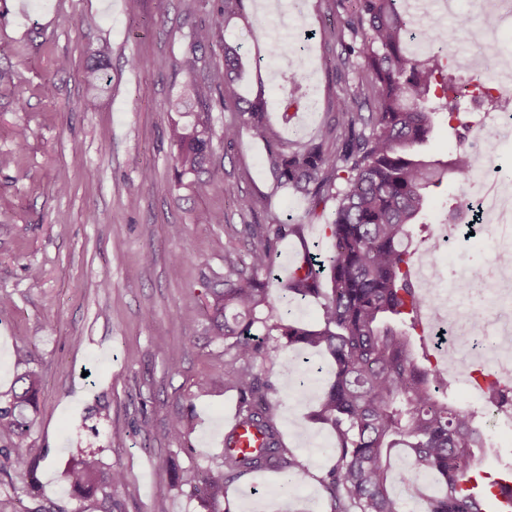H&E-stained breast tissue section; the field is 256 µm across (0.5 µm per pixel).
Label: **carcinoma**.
Wrapping results in <instances>:
<instances>
[{"label": "carcinoma", "mask_w": 512, "mask_h": 512, "mask_svg": "<svg viewBox=\"0 0 512 512\" xmlns=\"http://www.w3.org/2000/svg\"><path fill=\"white\" fill-rule=\"evenodd\" d=\"M242 0H224L208 23L193 32L191 48L210 43L214 28L241 19ZM403 0H335V32L343 63L357 82L336 99V123L322 136L293 146L272 144L267 160L277 180L310 204V214L328 201L326 218L332 251L319 261L304 256L305 270L288 276L283 291L294 297L320 298V321L308 326L285 321L260 309L270 306L267 281L275 269L276 244L285 231L270 222L251 224L256 240L248 261L232 269L224 287L209 289L210 342L234 351L224 366V386L239 397L237 419L263 435L262 447L249 453L224 449V470L195 486L204 512H230L225 484L248 473L278 471L280 490L307 474L282 441L277 427L274 386L255 372L257 360L270 361L277 348L322 350L332 359L333 379L321 391L310 419L329 427L336 438L335 463L322 477L330 512H408L393 485L429 472L444 482L441 494L427 499L424 512H481L484 502L464 482L480 477L478 463L488 437L476 414L455 406L448 382L437 369L420 365L416 336L423 328L426 299L412 278L417 237L433 200L434 189L453 178L460 187L472 179L476 162L463 146L479 136L460 116V100L470 93L495 101L493 87L478 73L455 75L444 55L469 19L448 27L439 16L422 19L402 7ZM223 62L203 67L171 108L188 117L175 124L171 139L180 175L194 176L195 192L204 195L212 178H203L212 141L210 103L214 93L235 94L233 83L243 66L241 45L224 41ZM83 80L90 90L84 106L93 109L111 79L101 54L87 65ZM368 114H363V110ZM264 94L238 98V115L252 135L269 141ZM453 130L458 147L446 161L428 154L439 120ZM485 398L496 409L512 405V393L496 388L481 371ZM41 379L27 371L0 405V433L17 442L6 463L27 468L30 448L26 410L37 404ZM406 454L398 470L394 458ZM66 478L78 499L123 488L126 472L102 471L93 453L72 456Z\"/></svg>", "instance_id": "cac0c4a2"}]
</instances>
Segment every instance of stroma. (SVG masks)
Returning a JSON list of instances; mask_svg holds the SVG:
<instances>
[{
  "label": "stroma",
  "instance_id": "1",
  "mask_svg": "<svg viewBox=\"0 0 512 512\" xmlns=\"http://www.w3.org/2000/svg\"><path fill=\"white\" fill-rule=\"evenodd\" d=\"M249 27L213 29L206 55L225 40L242 44V97L264 91L272 138L309 141L336 118L335 102L355 73L340 59L331 31L333 0H243ZM201 0L186 13L181 0H0V394L32 369L42 380L25 443L30 471H0V512H103L100 499L70 497L65 469L75 449L119 467L127 483L123 512H200L192 478L222 470L221 432L237 395L224 386L223 345L211 343L206 293L221 287L230 262L246 258L245 227L278 220L301 230L283 235L278 255L328 254L333 242L308 214L301 194L281 187L266 143L241 127L237 140H213L217 178L197 194L178 178L169 138L168 105L189 82L193 30L221 9ZM311 33L299 38L300 29ZM279 55L266 52L270 41ZM105 50L112 91L85 110L82 79L90 56ZM455 51L488 63L512 49V17L495 39L461 33ZM69 67L57 68L59 59ZM303 63L307 101L302 124L284 119L288 76ZM27 132L18 149V129ZM151 181H143V170ZM66 186H59V178ZM254 199L241 212L238 196ZM224 221L211 223L214 213ZM492 235L481 245L457 238L442 262L445 285L487 270ZM184 262H176V255ZM192 318L185 331L184 318ZM329 357L288 348L255 371L277 388L278 427L308 475L289 492L281 473L244 475L231 483V512H327L320 484L335 437L311 420L329 379ZM209 379V389L197 386ZM182 417L189 435L175 442L168 423ZM149 420L150 435L139 425ZM29 484L22 498L10 485ZM171 484L158 496L159 484Z\"/></svg>",
  "mask_w": 512,
  "mask_h": 512
}]
</instances>
